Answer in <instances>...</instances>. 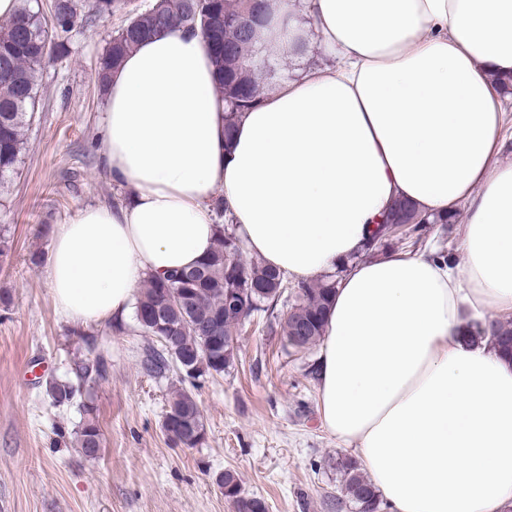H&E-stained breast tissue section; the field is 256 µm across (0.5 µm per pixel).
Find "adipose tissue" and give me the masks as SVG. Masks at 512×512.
<instances>
[{
  "label": "adipose tissue",
  "mask_w": 512,
  "mask_h": 512,
  "mask_svg": "<svg viewBox=\"0 0 512 512\" xmlns=\"http://www.w3.org/2000/svg\"><path fill=\"white\" fill-rule=\"evenodd\" d=\"M309 38L320 63L298 46ZM262 45L294 62L224 140L200 35L162 31L105 82L101 158L124 202L52 232L58 311L126 316L145 278L193 266L223 198L251 255L337 274L318 365L323 423L392 512L512 507V359L469 331L512 314V158L502 76L512 0H275ZM462 214L459 256L362 254L393 203Z\"/></svg>",
  "instance_id": "ef3b65f1"
}]
</instances>
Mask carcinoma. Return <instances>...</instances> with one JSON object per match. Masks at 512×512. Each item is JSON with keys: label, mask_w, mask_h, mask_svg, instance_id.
<instances>
[{"label": "carcinoma", "mask_w": 512, "mask_h": 512, "mask_svg": "<svg viewBox=\"0 0 512 512\" xmlns=\"http://www.w3.org/2000/svg\"><path fill=\"white\" fill-rule=\"evenodd\" d=\"M162 9L154 7L128 18L105 53L99 59L96 77L105 86L107 74L120 64L124 55L143 38L178 26L201 33L214 58L217 88L227 105L225 142L232 138L238 114L269 89L283 74V65L261 53L257 36L271 18L269 0H162ZM125 8L121 0H93L88 11L78 0H53L50 16L21 0L17 13L0 20V185L16 173L25 149V134L34 120L39 95L38 67L51 48L63 46L62 35L80 22L108 18ZM388 224H403V232L389 238L378 231L366 249L373 255L389 249L394 241L422 240L423 225L447 226L446 217L430 218L407 201L395 203L386 216ZM218 238L212 252L193 268L166 276H150L144 281L135 304L134 319L146 336H168L175 340V352L152 350L144 366L156 376H164L178 364L183 380L205 375H221L229 367L234 348L224 342L233 339L241 326L259 313L267 315L270 331L280 335L295 349H307L321 340L324 318L335 289V280L294 285V301L282 314L276 312L288 280L276 269L241 255L240 240L233 224L217 225ZM238 293L239 306L229 312L225 300ZM491 342L504 354H512V321H498L488 329ZM54 403L71 402L78 388L70 382L50 386ZM85 419L78 431V447L84 456L96 458L102 448L100 428L93 406L83 405ZM167 440L195 448L205 441L203 417L192 391L176 388L171 392L168 410L162 422ZM340 474L336 510L383 512L375 488L350 457L336 458ZM224 498L235 512H268L264 499L244 493L238 476L224 472L218 480Z\"/></svg>", "instance_id": "carcinoma-1"}]
</instances>
